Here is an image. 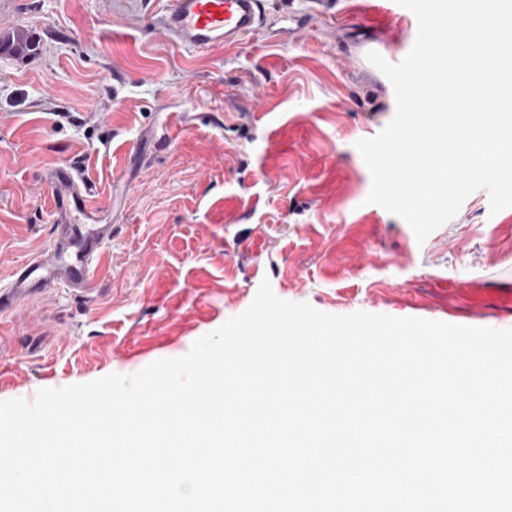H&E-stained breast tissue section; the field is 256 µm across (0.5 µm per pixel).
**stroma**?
<instances>
[{"label":"stroma","instance_id":"obj_1","mask_svg":"<svg viewBox=\"0 0 512 512\" xmlns=\"http://www.w3.org/2000/svg\"><path fill=\"white\" fill-rule=\"evenodd\" d=\"M166 0H0V286L52 246L49 170L74 166L113 227L93 298L60 287L0 314V401L187 354L262 280L319 311L512 329V207L478 190L418 242L367 203L355 144L394 117L387 77L418 22L337 0L285 38L178 50Z\"/></svg>","mask_w":512,"mask_h":512}]
</instances>
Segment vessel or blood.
Returning <instances> with one entry per match:
<instances>
[{
  "label": "vessel or blood",
  "instance_id": "1",
  "mask_svg": "<svg viewBox=\"0 0 512 512\" xmlns=\"http://www.w3.org/2000/svg\"><path fill=\"white\" fill-rule=\"evenodd\" d=\"M287 13H279L269 0H170L162 27L170 41L193 52L238 46L264 29L289 33ZM56 239L52 247L19 265L7 287L0 289V313L56 286L87 295L111 225L102 223L96 193L69 165L56 167L49 176Z\"/></svg>",
  "mask_w": 512,
  "mask_h": 512
}]
</instances>
